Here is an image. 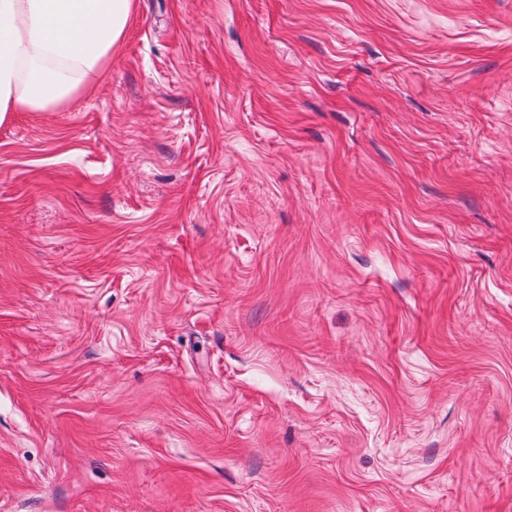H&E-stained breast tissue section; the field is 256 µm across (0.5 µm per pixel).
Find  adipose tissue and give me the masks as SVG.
Here are the masks:
<instances>
[{
	"label": "adipose tissue",
	"instance_id": "obj_1",
	"mask_svg": "<svg viewBox=\"0 0 512 512\" xmlns=\"http://www.w3.org/2000/svg\"><path fill=\"white\" fill-rule=\"evenodd\" d=\"M134 0H0V112H48L103 70Z\"/></svg>",
	"mask_w": 512,
	"mask_h": 512
}]
</instances>
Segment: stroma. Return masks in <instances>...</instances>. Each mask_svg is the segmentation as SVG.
Returning <instances> with one entry per match:
<instances>
[{"label": "stroma", "mask_w": 512, "mask_h": 512, "mask_svg": "<svg viewBox=\"0 0 512 512\" xmlns=\"http://www.w3.org/2000/svg\"><path fill=\"white\" fill-rule=\"evenodd\" d=\"M0 512H512V0H136L1 116Z\"/></svg>", "instance_id": "stroma-1"}]
</instances>
